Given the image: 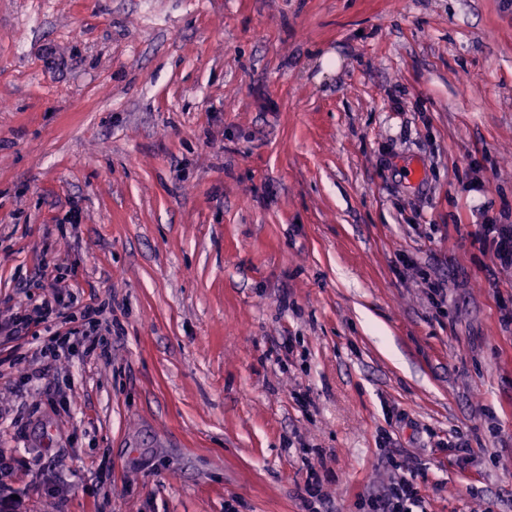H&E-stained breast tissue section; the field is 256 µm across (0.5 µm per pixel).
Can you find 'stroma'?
I'll return each mask as SVG.
<instances>
[{
	"label": "stroma",
	"instance_id": "35a3bbf8",
	"mask_svg": "<svg viewBox=\"0 0 512 512\" xmlns=\"http://www.w3.org/2000/svg\"><path fill=\"white\" fill-rule=\"evenodd\" d=\"M489 223L512 0H0V318L112 306L107 355L0 377L20 512H368L414 461L428 512H512Z\"/></svg>",
	"mask_w": 512,
	"mask_h": 512
}]
</instances>
